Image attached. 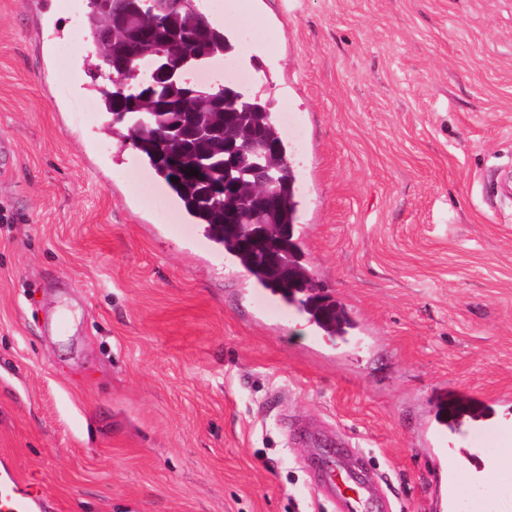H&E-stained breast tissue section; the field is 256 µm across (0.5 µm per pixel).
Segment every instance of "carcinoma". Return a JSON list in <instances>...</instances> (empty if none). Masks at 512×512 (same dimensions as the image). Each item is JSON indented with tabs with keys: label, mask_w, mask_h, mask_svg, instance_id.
I'll return each mask as SVG.
<instances>
[{
	"label": "carcinoma",
	"mask_w": 512,
	"mask_h": 512,
	"mask_svg": "<svg viewBox=\"0 0 512 512\" xmlns=\"http://www.w3.org/2000/svg\"><path fill=\"white\" fill-rule=\"evenodd\" d=\"M128 12L136 15L142 30L136 53L150 62L157 61L158 54L165 51L163 40L167 35L203 36L202 42L180 50V66L160 81L154 92L148 77L139 70L120 72L113 68L128 51L115 31L114 19ZM84 33L95 50V62L89 64V70L95 74L110 70L116 79V83L99 89V107L111 116L112 133L120 136L124 129L130 133L133 148L167 184L191 222L203 225L205 235L233 255V261L249 274L254 285L269 290L287 305L305 313L323 335H348L352 321L344 308L321 294V286L293 235L284 238L277 232L282 226L294 228L300 201L295 191L288 145L274 119L273 101L263 94L248 93L237 84L220 80L207 85L206 89L222 91L225 107L191 95V90H199L201 86L189 75L235 51V42L227 38L224 28L198 7L197 0H88ZM174 123L188 128L225 127L229 136L238 139L242 152L235 176L240 183L233 195L214 196L204 184L187 176H177L165 164L164 158L172 155L182 156L190 163L203 159L210 165L212 183L224 184V146L215 140H169L165 132ZM259 158L278 173V181L269 187L274 204L263 216L268 233L253 246L246 247L243 237L247 236L251 225L242 224L240 231L233 234L226 228V213L247 204L244 188L255 184L252 164ZM465 413L476 418L486 415L487 409H476L462 401H445L439 408L445 423Z\"/></svg>",
	"instance_id": "1"
}]
</instances>
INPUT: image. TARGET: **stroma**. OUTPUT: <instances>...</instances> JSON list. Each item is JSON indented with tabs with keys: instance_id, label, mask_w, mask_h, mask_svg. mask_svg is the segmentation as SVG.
Returning <instances> with one entry per match:
<instances>
[{
	"instance_id": "35a3bbf8",
	"label": "stroma",
	"mask_w": 512,
	"mask_h": 512,
	"mask_svg": "<svg viewBox=\"0 0 512 512\" xmlns=\"http://www.w3.org/2000/svg\"><path fill=\"white\" fill-rule=\"evenodd\" d=\"M74 0L39 42L0 0V466L47 512H336L292 430L346 437L388 512H437L436 458L504 436L421 439L448 395L512 423V0H223L288 106L296 232L356 328L323 336L192 223L85 70Z\"/></svg>"
}]
</instances>
